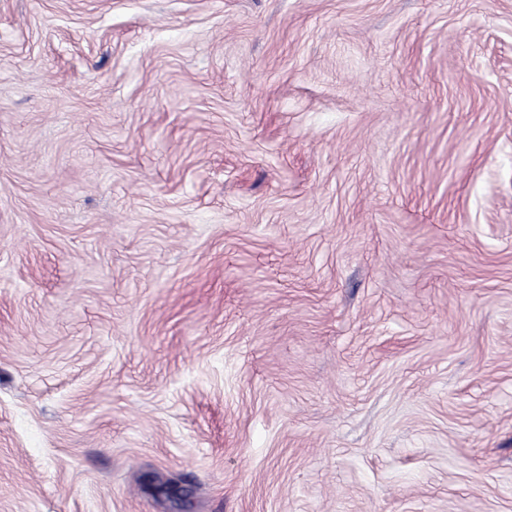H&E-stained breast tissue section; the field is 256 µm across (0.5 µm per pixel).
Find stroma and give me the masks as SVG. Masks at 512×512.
<instances>
[{
	"instance_id": "1",
	"label": "stroma",
	"mask_w": 512,
	"mask_h": 512,
	"mask_svg": "<svg viewBox=\"0 0 512 512\" xmlns=\"http://www.w3.org/2000/svg\"><path fill=\"white\" fill-rule=\"evenodd\" d=\"M0 512H512V0H0Z\"/></svg>"
}]
</instances>
